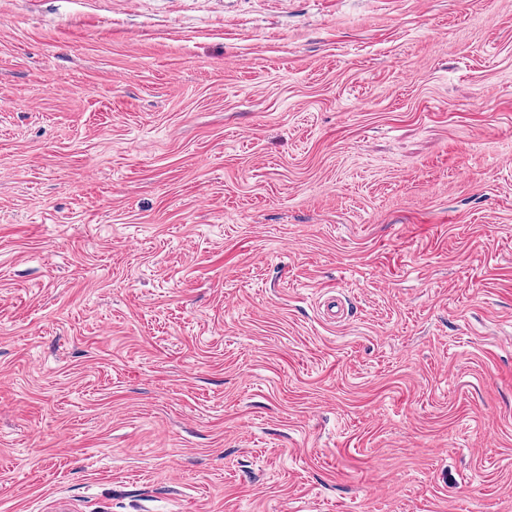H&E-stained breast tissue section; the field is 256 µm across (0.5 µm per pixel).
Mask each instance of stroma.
Listing matches in <instances>:
<instances>
[{"mask_svg": "<svg viewBox=\"0 0 512 512\" xmlns=\"http://www.w3.org/2000/svg\"><path fill=\"white\" fill-rule=\"evenodd\" d=\"M0 512H512V0H0Z\"/></svg>", "mask_w": 512, "mask_h": 512, "instance_id": "stroma-1", "label": "stroma"}]
</instances>
